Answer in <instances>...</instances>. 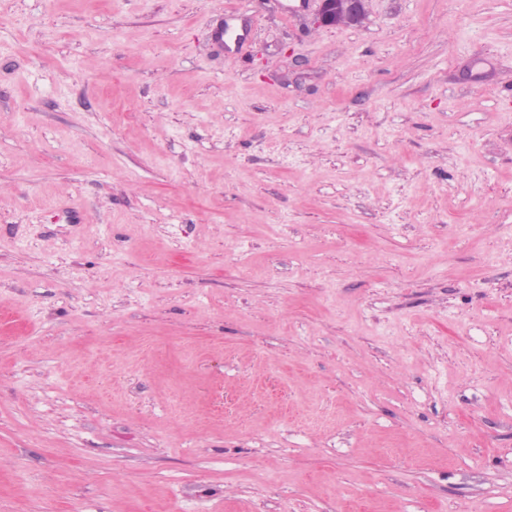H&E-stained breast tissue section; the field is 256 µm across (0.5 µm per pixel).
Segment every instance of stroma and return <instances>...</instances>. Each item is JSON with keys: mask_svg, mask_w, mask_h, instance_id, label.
Masks as SVG:
<instances>
[{"mask_svg": "<svg viewBox=\"0 0 512 512\" xmlns=\"http://www.w3.org/2000/svg\"><path fill=\"white\" fill-rule=\"evenodd\" d=\"M0 0V512H512V0ZM316 15L319 25L357 24L365 13V0H321ZM338 18V19H337Z\"/></svg>", "mask_w": 512, "mask_h": 512, "instance_id": "stroma-1", "label": "stroma"}]
</instances>
